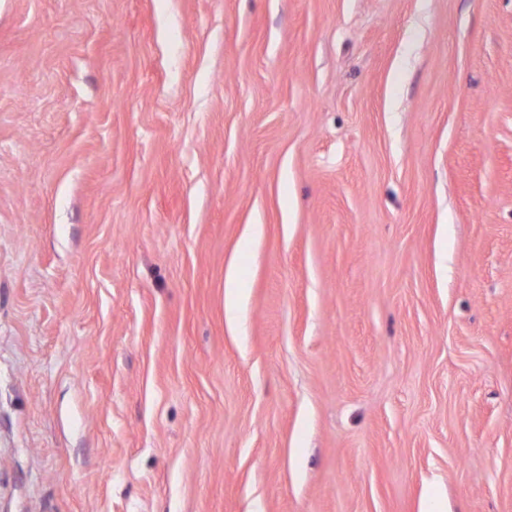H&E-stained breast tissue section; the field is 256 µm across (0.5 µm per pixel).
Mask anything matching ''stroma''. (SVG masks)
<instances>
[{"label": "stroma", "instance_id": "1", "mask_svg": "<svg viewBox=\"0 0 512 512\" xmlns=\"http://www.w3.org/2000/svg\"><path fill=\"white\" fill-rule=\"evenodd\" d=\"M0 512H512V0H0ZM242 303L243 295L239 280L235 268L230 267L224 280V310L230 328H234L238 322Z\"/></svg>", "mask_w": 512, "mask_h": 512}]
</instances>
